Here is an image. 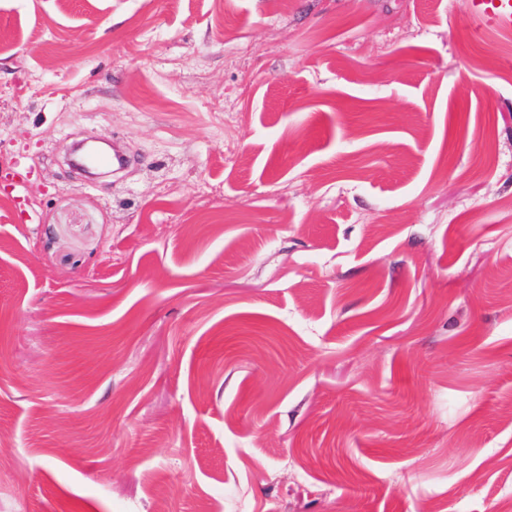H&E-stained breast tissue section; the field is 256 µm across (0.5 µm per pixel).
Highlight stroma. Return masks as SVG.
Returning <instances> with one entry per match:
<instances>
[{
    "label": "stroma",
    "instance_id": "1",
    "mask_svg": "<svg viewBox=\"0 0 512 512\" xmlns=\"http://www.w3.org/2000/svg\"><path fill=\"white\" fill-rule=\"evenodd\" d=\"M0 31V168L33 172L0 188V512L512 503V30L0 0ZM89 136L119 176L64 163Z\"/></svg>",
    "mask_w": 512,
    "mask_h": 512
}]
</instances>
